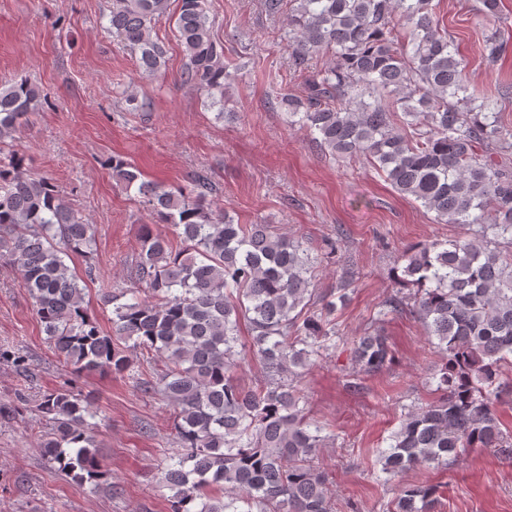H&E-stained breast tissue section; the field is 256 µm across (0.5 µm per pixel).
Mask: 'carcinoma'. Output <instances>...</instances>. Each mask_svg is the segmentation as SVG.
Wrapping results in <instances>:
<instances>
[{
    "instance_id": "cac0c4a2",
    "label": "carcinoma",
    "mask_w": 512,
    "mask_h": 512,
    "mask_svg": "<svg viewBox=\"0 0 512 512\" xmlns=\"http://www.w3.org/2000/svg\"><path fill=\"white\" fill-rule=\"evenodd\" d=\"M170 0H112L108 29L132 50L140 69L165 63L154 36ZM433 0H263L264 11L288 13L283 33L293 73L305 94L284 96L288 125L314 135L334 158L363 161L398 194L420 203L437 224H476L472 239L425 240L403 248L399 286L379 304L350 351L359 377L382 372L393 353L384 324L405 313L424 326L440 357L431 374L439 397L404 415L376 464L397 482L392 512H434L437 488L401 483L407 471L446 466L474 448L512 458V435L498 416L512 360V254L488 235L512 237V129L499 119L498 101L463 77L466 60ZM176 37L187 62L184 83L207 95L216 118L226 117L224 89L237 71L224 63L208 0H177ZM509 37L485 36L482 57L494 70ZM328 56L317 69L310 63ZM44 89L27 77L0 81V267L19 272L54 354L77 373H123L133 356L165 369L141 391L176 409L175 463L164 474L169 512H330L327 447L322 428L304 414V374L336 335V302L310 310L318 256L303 237L272 224H238L212 209L216 186L197 173L188 190L141 179L127 160L112 157V178L135 190L173 238L142 227L131 287L100 288L112 304L105 331L84 306L81 278L66 264L96 244L94 226L45 177L31 173L14 148L17 129L39 110ZM357 279L342 268L337 298ZM126 302H121L124 297ZM251 333L241 344V326ZM263 377L242 385L234 373L245 355ZM47 430L46 462L73 483L112 486L96 453L99 444L88 399L49 389L38 403Z\"/></svg>"
}]
</instances>
